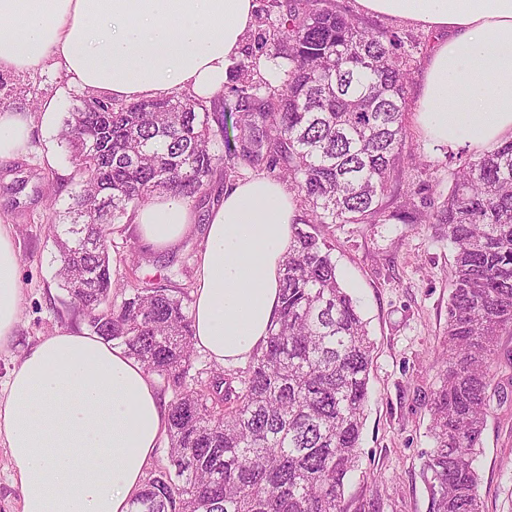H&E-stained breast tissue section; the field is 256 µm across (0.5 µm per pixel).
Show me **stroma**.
<instances>
[{"label":"stroma","instance_id":"stroma-1","mask_svg":"<svg viewBox=\"0 0 512 512\" xmlns=\"http://www.w3.org/2000/svg\"><path fill=\"white\" fill-rule=\"evenodd\" d=\"M360 14L370 30L398 31L416 49L410 63L409 101H416L435 32L402 21L360 13L356 0H335ZM82 89L49 66L32 75L0 77V107L29 109L32 99L54 96L58 113L77 105ZM34 127L27 150L0 160V224L13 225L22 302L10 342L0 347V390L25 351L58 329H78L66 293L58 287L55 248L47 233L52 210H64L77 190L72 160L61 146L62 123ZM404 162L384 198L388 211H430L448 193L469 146H439L424 137L415 112L406 114ZM55 194L48 206L45 197ZM336 273L357 300L375 343L357 469L345 485L350 512H430L423 471L434 448L431 394L443 368L454 245L442 224L392 219L330 224L324 229ZM482 444L473 463L483 512H512V335L498 341Z\"/></svg>","mask_w":512,"mask_h":512}]
</instances>
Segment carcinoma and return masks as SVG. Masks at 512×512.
<instances>
[{
  "label": "carcinoma",
  "mask_w": 512,
  "mask_h": 512,
  "mask_svg": "<svg viewBox=\"0 0 512 512\" xmlns=\"http://www.w3.org/2000/svg\"><path fill=\"white\" fill-rule=\"evenodd\" d=\"M236 65L232 99L208 108L187 95L118 104L86 95L60 143L81 186L50 220L56 276L91 333L125 347L171 392L167 462L152 468L134 512H349L345 480L359 440L374 349L314 224H365L406 138L408 68L416 49L371 32L331 0H272ZM278 84L257 82L260 61ZM225 154L214 151L216 138ZM263 170L295 187L308 213L293 225L281 309L246 368L194 370L189 288H129L136 255L112 259V225L154 194L202 199L217 169ZM455 245L444 343L431 403V512H483L473 456L480 447L499 336L512 334V140L461 161L440 206Z\"/></svg>",
  "instance_id": "obj_1"
}]
</instances>
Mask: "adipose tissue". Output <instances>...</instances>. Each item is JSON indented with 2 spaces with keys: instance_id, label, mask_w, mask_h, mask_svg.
<instances>
[{
  "instance_id": "adipose-tissue-1",
  "label": "adipose tissue",
  "mask_w": 512,
  "mask_h": 512,
  "mask_svg": "<svg viewBox=\"0 0 512 512\" xmlns=\"http://www.w3.org/2000/svg\"><path fill=\"white\" fill-rule=\"evenodd\" d=\"M361 9L443 32L417 102L439 145L512 139V0H357ZM255 0H0V73L53 64L72 83L116 101L223 91L253 29ZM37 112L0 113V158L23 153ZM302 214L287 186L254 174L208 212L193 288V343L213 363L246 362L280 306V270ZM142 241L170 251L192 234L189 200L160 195L138 210ZM19 255L0 224V346L20 315ZM167 428L153 375L123 348L60 329L31 346L0 391V445L21 512H130Z\"/></svg>"
}]
</instances>
